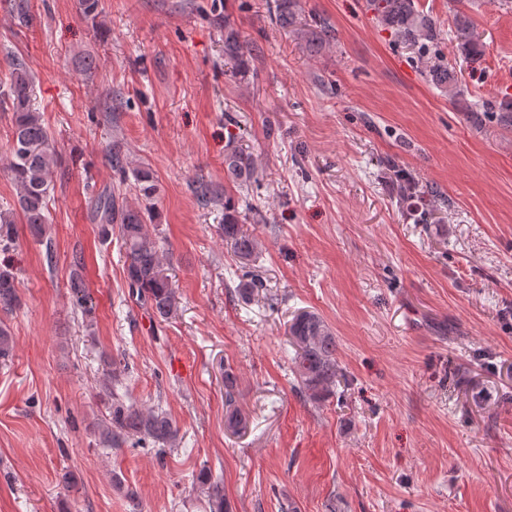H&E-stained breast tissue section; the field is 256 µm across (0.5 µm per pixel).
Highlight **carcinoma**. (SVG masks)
Wrapping results in <instances>:
<instances>
[{
	"label": "carcinoma",
	"instance_id": "cac0c4a2",
	"mask_svg": "<svg viewBox=\"0 0 512 512\" xmlns=\"http://www.w3.org/2000/svg\"><path fill=\"white\" fill-rule=\"evenodd\" d=\"M368 6L379 26L390 31L401 43L417 50L428 82L447 93L452 100L463 96L464 90L455 69L448 67L441 55L431 52L438 42L436 23L418 8L416 0H368ZM274 11L279 24L292 29L306 51L318 54L330 43V29L326 23L300 22V0H274ZM454 27L455 38L465 58L474 60L482 57L483 43L465 12L456 11ZM244 54L239 32L224 24V58L235 63V75L246 74ZM10 65V82L0 87V100L9 106L14 117L12 139L7 147L9 169L19 189L18 211L32 236L42 239L48 231V201L54 190L55 170L60 166L59 154L41 113L32 107L33 73L18 58L12 59ZM470 113L477 124L487 119L500 129L512 132L511 99L483 100L475 104ZM108 160L112 169L123 178L133 175L143 205H121L116 194L106 190L89 201L90 219L101 225L106 236L117 230V239L125 252L129 293L154 318L165 321L176 313L179 301L175 286L163 273L158 244L147 230V225L156 217V181L148 167L142 164L131 167L128 157L116 149L109 153ZM224 171L227 180L241 192L249 191L252 184L259 181L255 159L241 148H234L224 155ZM394 173L402 183L404 201L416 207L418 222L428 223L440 194L431 187L414 182L398 168ZM195 193L204 203L224 199V224L220 225V232L237 257L240 268H245L257 249L255 235L243 229L246 216L230 196H220L217 189L202 179L196 181ZM84 270V256L73 254L69 284L72 301L87 325L91 326L95 319V303L85 284ZM262 288V281L246 271L238 277L234 293L241 300L249 301ZM18 304L15 275L8 268H1L0 312L8 315ZM287 335L294 348L292 370L299 390L313 401L323 398L336 386L338 377L335 333L319 314L303 311L291 320ZM13 349L14 337L0 319V364L10 361ZM104 364L102 389L109 393L111 404L108 419L100 426L103 442L120 448L133 439L137 444L148 443L156 447L161 455L177 449L178 429L167 412L159 405L145 408L126 401L115 389V384L125 375L126 367L108 356L104 357ZM224 399L227 427L236 430L243 417L236 408L237 377L229 368L224 370ZM197 481L207 498L210 512H224L222 484L212 480L211 474L205 470L200 471Z\"/></svg>",
	"mask_w": 512,
	"mask_h": 512
}]
</instances>
